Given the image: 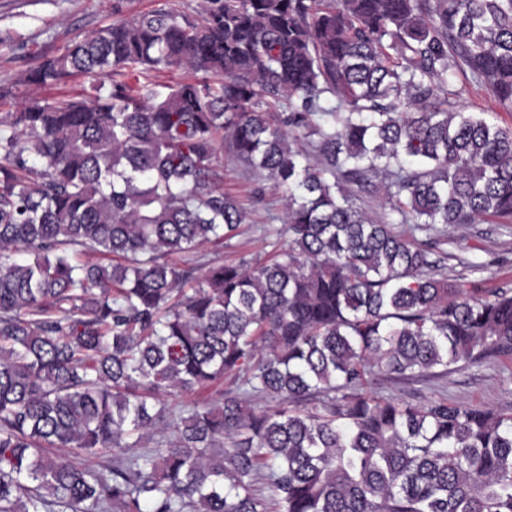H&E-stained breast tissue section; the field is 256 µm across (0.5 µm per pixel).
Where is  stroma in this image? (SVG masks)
I'll return each instance as SVG.
<instances>
[{
    "instance_id": "1",
    "label": "stroma",
    "mask_w": 512,
    "mask_h": 512,
    "mask_svg": "<svg viewBox=\"0 0 512 512\" xmlns=\"http://www.w3.org/2000/svg\"><path fill=\"white\" fill-rule=\"evenodd\" d=\"M120 4L123 16L157 7V0H0V113L19 109L25 72L44 57L65 47L77 35L106 26L113 20L112 6ZM224 190L249 213L240 233L224 246L201 249V262L259 259L270 250L269 234L280 228L283 198L270 182L256 184L240 174L233 160L224 162ZM437 250L453 253L443 275L462 287L488 294L512 288V231L499 224L449 227L447 234H426ZM479 263L478 271H461L456 258ZM365 392L413 403L439 397L512 412V354L491 356L464 369L416 380H392L375 374Z\"/></svg>"
}]
</instances>
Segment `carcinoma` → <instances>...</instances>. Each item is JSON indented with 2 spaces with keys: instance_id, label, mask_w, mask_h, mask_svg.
Wrapping results in <instances>:
<instances>
[{
  "instance_id": "carcinoma-1",
  "label": "carcinoma",
  "mask_w": 512,
  "mask_h": 512,
  "mask_svg": "<svg viewBox=\"0 0 512 512\" xmlns=\"http://www.w3.org/2000/svg\"><path fill=\"white\" fill-rule=\"evenodd\" d=\"M80 75L108 94L0 113V512H512V413L362 392L512 353V288L417 238L512 224V125L458 102L512 112V0H160L23 83ZM223 151L288 248L196 275L247 223ZM136 78H139V81L135 80ZM191 77L190 73L180 71V70H172V71H166L161 74H137L135 73V76H130L127 81L132 86H141V85H149L150 87H153L156 85L157 89L161 90L162 88L158 85L161 84H172L175 81L181 80L183 78ZM462 100L474 112L489 110V113H492V117L498 122L512 124V112H490L497 110L496 104L483 90L475 86L466 85L462 93Z\"/></svg>"
}]
</instances>
